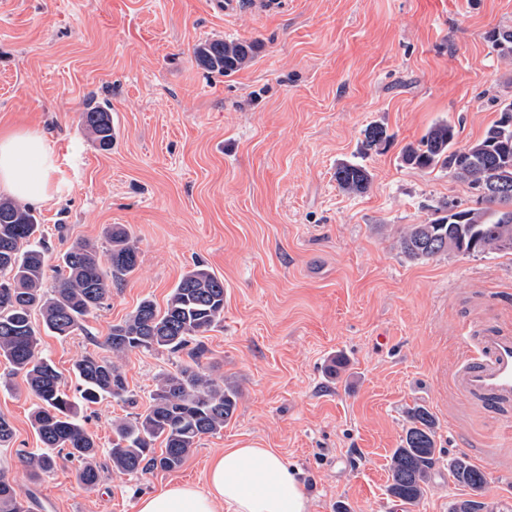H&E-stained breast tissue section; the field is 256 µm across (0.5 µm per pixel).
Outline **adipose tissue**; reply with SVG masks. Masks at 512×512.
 <instances>
[{
    "label": "adipose tissue",
    "mask_w": 512,
    "mask_h": 512,
    "mask_svg": "<svg viewBox=\"0 0 512 512\" xmlns=\"http://www.w3.org/2000/svg\"><path fill=\"white\" fill-rule=\"evenodd\" d=\"M54 161L41 133H0V191L44 202L53 195ZM138 512H309L293 469L269 448L214 454L204 487L175 483L143 498Z\"/></svg>",
    "instance_id": "adipose-tissue-1"
}]
</instances>
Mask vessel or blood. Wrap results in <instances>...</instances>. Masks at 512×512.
Returning <instances> with one entry per match:
<instances>
[{
	"label": "vessel or blood",
	"instance_id": "1",
	"mask_svg": "<svg viewBox=\"0 0 512 512\" xmlns=\"http://www.w3.org/2000/svg\"><path fill=\"white\" fill-rule=\"evenodd\" d=\"M467 342L472 353L454 371L458 390L483 406H512V334L490 327Z\"/></svg>",
	"mask_w": 512,
	"mask_h": 512
}]
</instances>
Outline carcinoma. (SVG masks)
I'll return each mask as SVG.
<instances>
[{"label":"carcinoma","mask_w":512,"mask_h":512,"mask_svg":"<svg viewBox=\"0 0 512 512\" xmlns=\"http://www.w3.org/2000/svg\"><path fill=\"white\" fill-rule=\"evenodd\" d=\"M500 56L512 58V28L490 35ZM257 44L248 40L206 41L194 50L197 62L213 71L233 73L249 63ZM500 118L482 139L456 146L455 126L448 121L433 124L415 144L405 147L403 161L419 170H446L454 178L479 187L496 188L482 197L486 207L464 208L424 224H411L400 236L402 252L413 260L460 250L476 242L475 256L512 253V101L498 104ZM81 123L102 150L112 148V114L96 105L81 113ZM360 152L379 149L390 139L386 127L372 124L364 132ZM334 179L346 194H363L371 185L367 167L343 160ZM39 224L29 208L16 200L0 198V357L24 374L30 391L39 399L32 423L43 447L21 450L19 457L34 478L52 472L60 457L80 463L77 478L92 488L100 479L99 448L92 434L77 420L78 405L90 406L107 396L128 392L126 377L113 357L133 350H189L197 360L204 349L191 343L224 321V280L201 264L185 272L169 294L166 308L159 310L150 299L140 301L125 320L112 325L105 345L110 357L85 356L74 365L79 381L78 396L61 386L53 362L39 355L38 332L32 315L39 313L44 330L67 337L81 329L82 321L101 307L111 281H121L138 266V248L127 231H108L106 248L110 273H105L98 247L88 241L74 243L61 256L60 277L51 291L44 281L47 249L36 240ZM238 387L215 377L200 364L181 365L155 378L148 409L131 420L112 424V470L138 475L161 469L180 468L191 448L204 435L224 429L234 416ZM410 426L391 456L388 491L398 499L417 503L436 461L435 420L423 406L408 410ZM161 442L163 448L154 444ZM455 480L479 491L486 485L484 473L463 457L448 460ZM0 512H26L19 486L0 476Z\"/></svg>","instance_id":"cac0c4a2"}]
</instances>
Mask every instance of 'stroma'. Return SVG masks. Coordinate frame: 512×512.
I'll return each instance as SVG.
<instances>
[{
    "instance_id": "obj_1",
    "label": "stroma",
    "mask_w": 512,
    "mask_h": 512,
    "mask_svg": "<svg viewBox=\"0 0 512 512\" xmlns=\"http://www.w3.org/2000/svg\"><path fill=\"white\" fill-rule=\"evenodd\" d=\"M504 27L512 0H240L231 15L212 0H0V128L43 132L56 158L53 197L33 208L49 254L83 240L106 248L116 224L139 251L81 329L43 335L41 353L76 391L75 362L107 355L112 324L145 298L165 307L199 261L227 288L200 363L239 389L233 418L179 469L119 474L108 467L113 422L144 412L156 376L189 362L126 353V398L78 414L101 450L88 489L66 460L30 478L18 453L40 445L38 400L0 359V414L14 427L0 472L35 494V512H137L140 496L204 485L213 454L247 445L297 469L310 512H399L389 463L417 404L440 450L420 512L476 496L449 473L455 456L485 473L484 505L512 495V418L462 396L452 377L466 336L512 331V254L411 260L399 247L443 203L478 205L467 183L408 166L402 152L435 122L455 124L464 146L498 119L512 62L489 36ZM217 39L258 51L225 75L194 58ZM105 102L117 130L108 151L79 121ZM374 123L390 140L364 159L369 190L345 194L336 164Z\"/></svg>"
}]
</instances>
